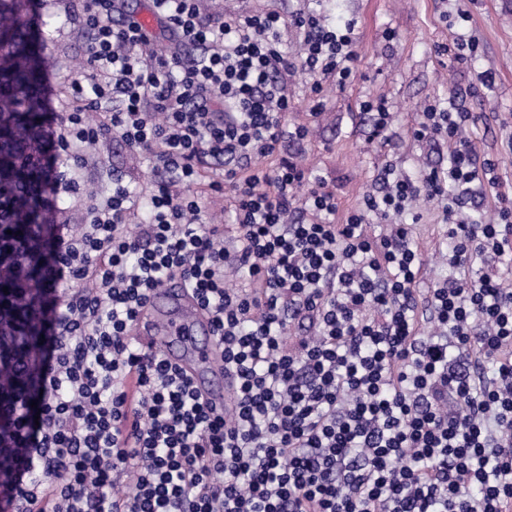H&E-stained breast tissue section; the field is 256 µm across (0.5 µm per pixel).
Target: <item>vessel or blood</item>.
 Wrapping results in <instances>:
<instances>
[{
    "label": "vessel or blood",
    "mask_w": 512,
    "mask_h": 512,
    "mask_svg": "<svg viewBox=\"0 0 512 512\" xmlns=\"http://www.w3.org/2000/svg\"><path fill=\"white\" fill-rule=\"evenodd\" d=\"M139 329L153 337L169 362L187 373L214 411L231 410L234 378L217 365L220 345L214 327L181 281L151 294Z\"/></svg>",
    "instance_id": "obj_1"
}]
</instances>
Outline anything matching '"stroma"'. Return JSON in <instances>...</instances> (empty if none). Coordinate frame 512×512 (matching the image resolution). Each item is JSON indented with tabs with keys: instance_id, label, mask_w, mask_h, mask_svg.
Returning a JSON list of instances; mask_svg holds the SVG:
<instances>
[{
	"instance_id": "obj_1",
	"label": "stroma",
	"mask_w": 512,
	"mask_h": 512,
	"mask_svg": "<svg viewBox=\"0 0 512 512\" xmlns=\"http://www.w3.org/2000/svg\"><path fill=\"white\" fill-rule=\"evenodd\" d=\"M503 0H207L209 9L227 14L255 15L269 11L289 17L314 11L333 24L355 22L357 72L345 89H326L320 111H312L306 75H296L291 91L294 105L286 116L290 125H304L306 140L283 141L279 153L295 157L326 178L336 193L339 216L355 209L372 189L385 167L409 175L447 168L446 141H415L411 130L423 106L434 100L453 101L470 113V128L479 157L494 160V187L471 205L470 212L492 218L499 197L512 199V8ZM71 0H32V16L52 14L57 23L44 46L46 66L43 93L53 112L64 104L59 97L64 83L78 78L86 58L88 35L69 19ZM467 19H460L459 11ZM468 32L480 43L479 57L468 65L452 63L438 54L439 44ZM495 76L483 85L484 71ZM386 99L393 114L392 130L398 146H388L373 134L369 114L360 109L365 97ZM93 180L108 189L110 173L119 169L144 182L152 178L149 161L134 155L120 140H112L99 156ZM420 220L413 228L423 267L419 285L428 288L453 275L448 265L450 243L441 205L425 200L413 204Z\"/></svg>"
}]
</instances>
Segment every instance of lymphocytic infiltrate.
Segmentation results:
<instances>
[{
  "instance_id": "1",
  "label": "lymphocytic infiltrate",
  "mask_w": 512,
  "mask_h": 512,
  "mask_svg": "<svg viewBox=\"0 0 512 512\" xmlns=\"http://www.w3.org/2000/svg\"><path fill=\"white\" fill-rule=\"evenodd\" d=\"M79 2L88 58L45 134V165L53 196L82 202L85 221L0 245V282L19 302L0 310V342L41 334L0 369V512H512V207L487 223L464 213L493 169L462 134L469 113L428 104L412 136L447 138V173L387 169L340 222L323 178L254 161L308 135L285 122L291 78L313 75L317 107L324 84L354 80V24L152 0L159 53L122 0ZM114 138L151 155L157 177L136 193L116 170L107 195L88 197L73 167ZM228 188L232 251L203 210ZM422 196L447 201L455 271L424 290L398 221ZM39 252L38 277L18 283ZM231 268L248 288L230 287ZM174 279L215 328L235 378L229 413L135 332ZM294 323L309 334L289 339Z\"/></svg>"
}]
</instances>
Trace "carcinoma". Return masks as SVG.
<instances>
[{
	"label": "carcinoma",
	"instance_id": "carcinoma-1",
	"mask_svg": "<svg viewBox=\"0 0 512 512\" xmlns=\"http://www.w3.org/2000/svg\"><path fill=\"white\" fill-rule=\"evenodd\" d=\"M26 0H0V224L18 238L51 222L42 202L46 105L41 90L44 31L54 20L27 16Z\"/></svg>",
	"mask_w": 512,
	"mask_h": 512
}]
</instances>
